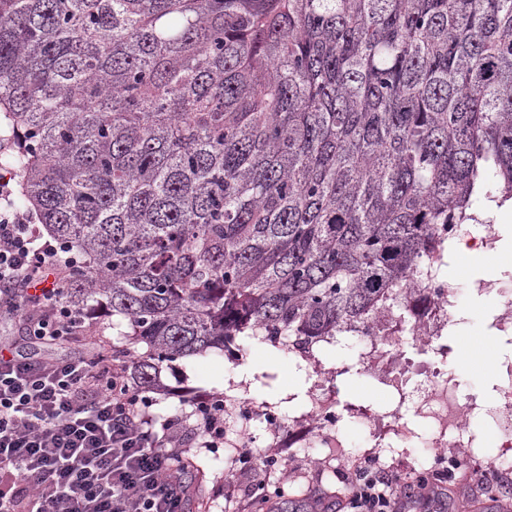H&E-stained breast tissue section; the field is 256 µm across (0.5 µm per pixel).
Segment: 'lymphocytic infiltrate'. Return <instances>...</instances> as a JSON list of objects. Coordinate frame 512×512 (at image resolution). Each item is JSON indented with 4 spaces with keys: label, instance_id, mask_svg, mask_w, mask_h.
<instances>
[{
    "label": "lymphocytic infiltrate",
    "instance_id": "obj_1",
    "mask_svg": "<svg viewBox=\"0 0 512 512\" xmlns=\"http://www.w3.org/2000/svg\"><path fill=\"white\" fill-rule=\"evenodd\" d=\"M0 177V320L23 319L42 345L84 342L72 359L35 358L0 339V512H185V449L177 421L154 432L152 404L106 355L89 312L63 293L77 263L42 240L33 213ZM343 481L345 512H405L400 476L367 458Z\"/></svg>",
    "mask_w": 512,
    "mask_h": 512
}]
</instances>
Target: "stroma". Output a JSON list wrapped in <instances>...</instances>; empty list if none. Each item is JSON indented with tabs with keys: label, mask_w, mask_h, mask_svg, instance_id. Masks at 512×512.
I'll list each match as a JSON object with an SVG mask.
<instances>
[{
	"label": "stroma",
	"mask_w": 512,
	"mask_h": 512,
	"mask_svg": "<svg viewBox=\"0 0 512 512\" xmlns=\"http://www.w3.org/2000/svg\"><path fill=\"white\" fill-rule=\"evenodd\" d=\"M448 278L461 289L458 309L448 329V370L452 372L465 395L475 396L477 402L498 405L507 410L511 403L501 398L504 390H512V357L497 347L485 345L489 334L488 312L500 309L503 301L496 294L474 296L470 286L476 275L459 258H452ZM326 369L336 370V398L340 403L367 407L374 411L390 408L395 398L389 387L367 372L358 360V350L350 342L320 358ZM165 394L155 395L152 411L158 419L181 421L187 439L190 460L187 479L190 483L186 512H253L254 485L265 480L264 471H255L250 478L241 477L232 459L237 455L251 456L261 461L272 442V432L264 421L253 422L250 436L243 447L229 448L214 455L198 447L194 431L192 401L197 394L231 390L239 397H248L257 404L269 405L282 415L281 432L295 425L301 409L288 394L291 387L308 389L311 381L306 369L298 368L292 354L272 352L247 341L240 342L236 357L214 353L204 358L179 361L161 370ZM471 431L477 438L474 450L476 465L461 469L458 482L441 502V512H504L506 499L512 498V483L492 495L476 496L472 486L489 469L501 452V434L492 417L478 414L472 419ZM433 432L430 424L412 425L408 434L393 436L379 454L393 473L406 476L419 472L429 463L431 449L424 442ZM367 430L348 421L343 426L344 447L289 448L279 450L288 471L287 485L302 489L308 496H320L328 501L344 500L346 486L332 469L322 468L321 459L335 458L344 467L360 462L371 447L366 441Z\"/></svg>",
	"instance_id": "35a3bbf8"
}]
</instances>
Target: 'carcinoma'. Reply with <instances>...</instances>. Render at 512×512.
I'll return each instance as SVG.
<instances>
[{
  "instance_id": "cac0c4a2",
  "label": "carcinoma",
  "mask_w": 512,
  "mask_h": 512,
  "mask_svg": "<svg viewBox=\"0 0 512 512\" xmlns=\"http://www.w3.org/2000/svg\"><path fill=\"white\" fill-rule=\"evenodd\" d=\"M1 133L135 388L267 327L332 346L512 200V0H0Z\"/></svg>"
}]
</instances>
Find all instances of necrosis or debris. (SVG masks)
Returning a JSON list of instances; mask_svg holds the SVG:
<instances>
[{"mask_svg": "<svg viewBox=\"0 0 512 512\" xmlns=\"http://www.w3.org/2000/svg\"><path fill=\"white\" fill-rule=\"evenodd\" d=\"M409 290L422 296L414 306L410 321H403L391 311L378 319L361 323L356 330L360 362L371 373L381 375L396 398L395 407L388 417L363 409L357 410L356 416L368 423L375 447L381 448L389 434L407 432L409 418L405 417L402 408L405 403H412V416L432 421L434 425V433L427 442L428 447L435 450L434 465L458 468L474 459V438L470 434V421L475 410L473 401L462 399L447 370L434 369L427 382L415 384L411 381L409 365L388 367L384 364L386 358H399L400 353L394 344L406 328L410 329L421 347L447 352L448 309L454 304L457 286L441 272L439 260L433 259L421 269ZM332 381L333 375L329 372L318 378L322 394L312 397L309 410L299 417L300 424L305 427L300 447L315 444L329 448L333 445L341 415L336 410Z\"/></svg>", "mask_w": 512, "mask_h": 512, "instance_id": "obj_1", "label": "necrosis or debris"}]
</instances>
